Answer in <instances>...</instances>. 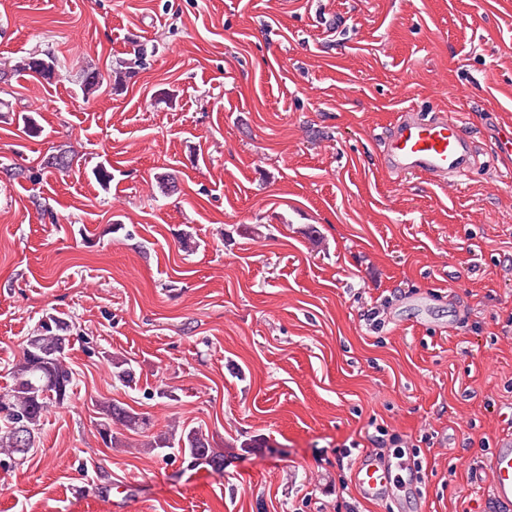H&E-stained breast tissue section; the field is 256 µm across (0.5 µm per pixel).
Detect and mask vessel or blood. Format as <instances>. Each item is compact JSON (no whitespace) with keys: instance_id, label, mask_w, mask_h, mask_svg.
<instances>
[{"instance_id":"vessel-or-blood-1","label":"vessel or blood","mask_w":512,"mask_h":512,"mask_svg":"<svg viewBox=\"0 0 512 512\" xmlns=\"http://www.w3.org/2000/svg\"><path fill=\"white\" fill-rule=\"evenodd\" d=\"M379 166L388 175L402 179L421 176L441 187H454L478 164L474 139L462 123L442 110L422 112L409 107L381 135ZM491 490L496 501L512 506V440L500 438L490 457ZM396 463L367 454L354 471V483L368 498L415 493L416 475H396Z\"/></svg>"}]
</instances>
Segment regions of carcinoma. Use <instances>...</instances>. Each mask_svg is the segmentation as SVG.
<instances>
[{"mask_svg":"<svg viewBox=\"0 0 512 512\" xmlns=\"http://www.w3.org/2000/svg\"><path fill=\"white\" fill-rule=\"evenodd\" d=\"M148 51L141 48L134 57L121 61L112 70L114 83H122L127 76L146 67ZM58 67L56 58H37L30 56L14 65L18 73H32L44 79L53 77ZM70 330L69 322L58 316H48L35 333L29 336L22 347V356L11 369L12 384L0 393V448L12 456L23 457L29 449L18 447L16 431L26 428L30 440L35 434L43 417L53 407H61L69 397L74 382V374L66 363L63 352L51 353V349L65 340ZM112 375L122 384L132 386L136 383L135 373L128 361L122 357H112ZM102 421L100 435L104 442L117 447L122 431L144 433L151 426L150 419L136 413L119 403L105 401L97 403ZM144 447L158 454L171 448H178L193 465H206L214 471L224 470V453L216 450L209 435L195 428L173 427L171 430L153 434L144 443Z\"/></svg>","mask_w":512,"mask_h":512,"instance_id":"1","label":"carcinoma"}]
</instances>
